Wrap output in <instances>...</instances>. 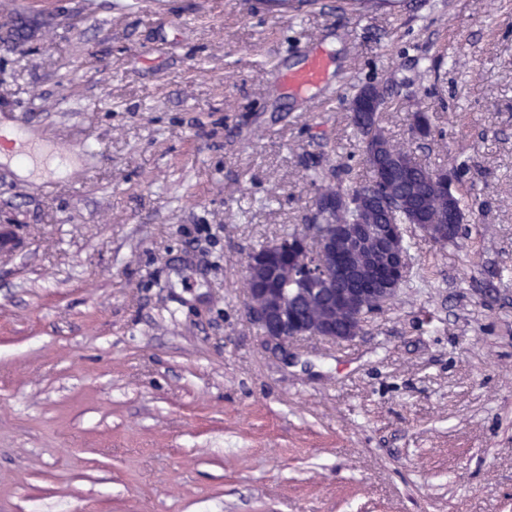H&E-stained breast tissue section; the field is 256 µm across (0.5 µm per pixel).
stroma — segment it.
<instances>
[{
    "mask_svg": "<svg viewBox=\"0 0 512 512\" xmlns=\"http://www.w3.org/2000/svg\"><path fill=\"white\" fill-rule=\"evenodd\" d=\"M0 0V512H512V0ZM329 57L304 92L279 75ZM465 166L466 239L349 342L272 352L248 254L368 178L347 115ZM426 113L432 135L411 133ZM90 149L48 184L58 151Z\"/></svg>",
    "mask_w": 512,
    "mask_h": 512,
    "instance_id": "1",
    "label": "stroma"
}]
</instances>
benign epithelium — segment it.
<instances>
[{
    "mask_svg": "<svg viewBox=\"0 0 512 512\" xmlns=\"http://www.w3.org/2000/svg\"><path fill=\"white\" fill-rule=\"evenodd\" d=\"M384 105L380 87L369 83L352 102L350 111L360 121L369 112L383 111ZM367 154L379 174L378 182L385 185L398 175L393 162L404 159L409 152L385 137L368 146ZM429 178L444 199H449L453 171H432ZM345 203L343 196L328 192L316 197L315 209L328 217L340 213ZM377 204L372 197L358 203L355 224H330L322 233L304 230L248 256L247 314L268 342L279 349L303 338L348 342L361 334L367 317L395 300L409 270L408 252L402 249L405 228L402 224H372ZM452 221L454 215L448 209L438 220H420L417 226L432 243L440 245L453 238ZM310 253L317 271L301 276L299 286L277 292L262 287L282 256L301 263Z\"/></svg>",
    "mask_w": 512,
    "mask_h": 512,
    "instance_id": "7a95c632",
    "label": "benign epithelium"
}]
</instances>
